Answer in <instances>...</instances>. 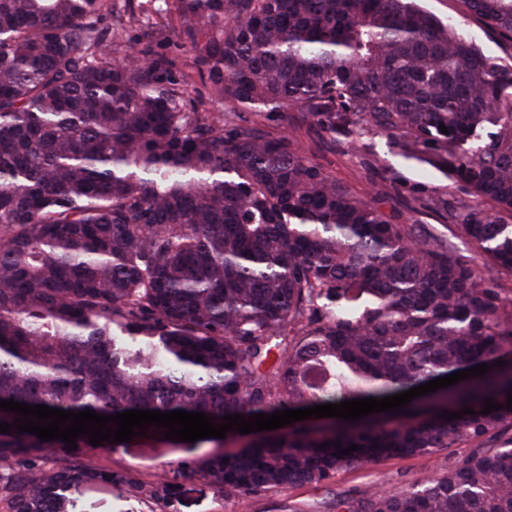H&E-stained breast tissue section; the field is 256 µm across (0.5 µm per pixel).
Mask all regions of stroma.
I'll list each match as a JSON object with an SVG mask.
<instances>
[{
    "instance_id": "obj_1",
    "label": "stroma",
    "mask_w": 512,
    "mask_h": 512,
    "mask_svg": "<svg viewBox=\"0 0 512 512\" xmlns=\"http://www.w3.org/2000/svg\"><path fill=\"white\" fill-rule=\"evenodd\" d=\"M423 7L441 19H454L463 33L498 62L512 64V43L501 40L474 16L467 12L462 0H422ZM130 19L119 31L122 43L143 42L145 32L154 23L164 22L156 0H128ZM156 52L175 58L177 77L188 84V98L203 102L206 111L221 112L223 100L212 96L194 65L188 44L173 38L156 45ZM300 114L291 110L272 116L265 123L267 131L292 134L298 147L322 165L337 180L357 195L381 202L385 211H396L402 222L425 228L449 223L442 216L422 207L411 188L421 183L431 196H443L458 201L465 195L435 169L394 155L387 139L378 134H366L360 143L349 138L319 137L301 126ZM469 446L453 452L392 457L368 467H352L339 472L326 486L304 485L294 488H272L257 496L217 495L205 480L185 483L181 493L180 512H336V500L366 498L371 489H404L413 483L447 469L456 457L469 453ZM89 456L100 465L118 474H133L140 480L151 481L175 468L183 451L161 448H92ZM71 512H150V503L138 501L126 486L114 484L111 493L77 492L73 495Z\"/></svg>"
}]
</instances>
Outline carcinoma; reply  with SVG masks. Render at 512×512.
I'll return each mask as SVG.
<instances>
[{"label":"carcinoma","mask_w":512,"mask_h":512,"mask_svg":"<svg viewBox=\"0 0 512 512\" xmlns=\"http://www.w3.org/2000/svg\"><path fill=\"white\" fill-rule=\"evenodd\" d=\"M162 2L227 112L186 104L175 62L152 52L169 25L138 48L98 27L103 10L123 26L112 0H0V400L219 423L490 369L358 421L101 442L215 448L149 483L95 464L86 436L71 450L14 428L0 433V508L69 512L72 491L121 482L179 512L188 479L256 496L471 444L441 474L336 512H512V299L499 287L512 279V67L417 0ZM464 4L512 42V0ZM241 107L294 109L318 135L382 134L441 171L477 201L436 206L483 272L292 136L230 121ZM487 399L502 408L480 414Z\"/></svg>","instance_id":"1"}]
</instances>
